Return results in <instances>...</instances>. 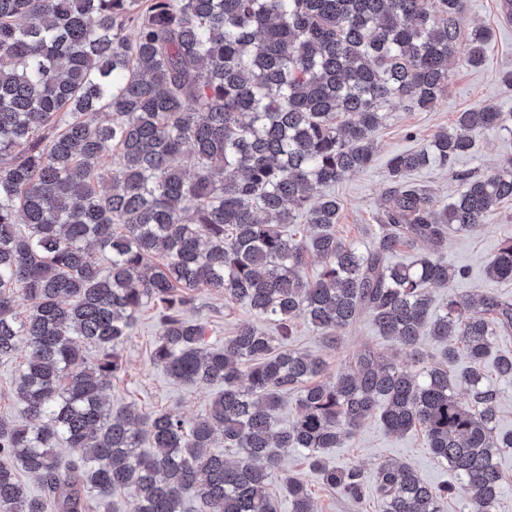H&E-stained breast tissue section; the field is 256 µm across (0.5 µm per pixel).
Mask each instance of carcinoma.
Segmentation results:
<instances>
[{
    "label": "carcinoma",
    "mask_w": 512,
    "mask_h": 512,
    "mask_svg": "<svg viewBox=\"0 0 512 512\" xmlns=\"http://www.w3.org/2000/svg\"><path fill=\"white\" fill-rule=\"evenodd\" d=\"M465 2L0 0V360L26 349L14 379L25 422L0 417V512H100L128 490L130 512H275L272 475L290 451L361 504V472L324 456L371 418L393 438L421 430L465 487L464 512H496L497 458L512 431H496L485 363L512 379V353L496 350L512 301L450 294L430 310L464 274L443 256L448 236L480 229L512 200V160L461 175L444 199L411 175L454 165L477 135L511 127L512 113L466 110L394 155L365 251L336 235L335 196L310 202L314 187L371 166L389 102L426 110L448 95ZM488 41L473 29L465 61L481 64ZM99 112L109 119L93 121ZM185 147L191 174L179 164ZM296 210L307 236L286 230ZM418 244L426 254L390 262ZM92 247L107 267L92 263ZM312 256L320 267L309 277ZM485 275L512 281V241ZM206 291L271 321L277 336L243 322L208 348L191 316ZM147 307L159 314L152 363L179 383L220 387L191 422L106 407L123 373L117 349ZM362 316L392 355L368 344L330 376L321 358L285 346L298 319L334 344ZM425 329L434 354L420 343ZM401 354L420 369L401 366ZM290 392L297 411L282 425ZM282 486L290 512H314L302 479ZM375 494L381 512H445L452 488L391 463Z\"/></svg>",
    "instance_id": "carcinoma-1"
}]
</instances>
